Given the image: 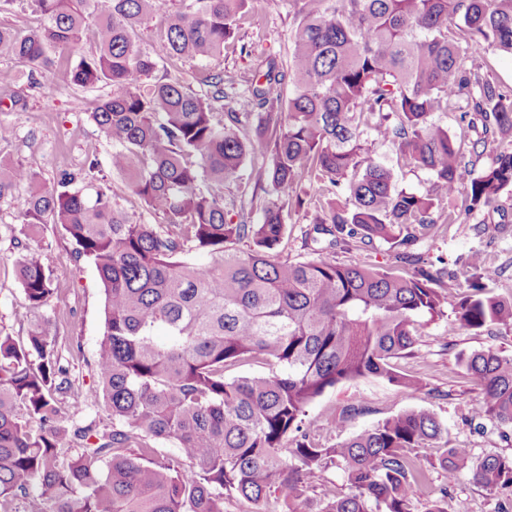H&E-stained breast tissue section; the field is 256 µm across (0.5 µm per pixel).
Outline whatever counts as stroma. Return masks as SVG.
I'll return each mask as SVG.
<instances>
[{
  "mask_svg": "<svg viewBox=\"0 0 512 512\" xmlns=\"http://www.w3.org/2000/svg\"><path fill=\"white\" fill-rule=\"evenodd\" d=\"M297 28L293 0H260L243 18L236 32L235 47L225 50L220 59L204 63L189 61L183 63L182 69L191 72L204 68L223 73L225 83H239L252 74L258 60L285 62ZM466 64L479 68L481 74L502 88L512 90V55L472 48ZM10 80L15 83L18 101L0 102V125L13 130L11 138L0 140V159L22 164L49 186L56 183L62 170H79L89 162H96L99 179L111 184L124 211L141 216L150 224L161 223V216L144 212L138 197L112 172V145L90 116L92 101L104 97L106 88L51 94L44 89L41 76L21 75L15 62L0 59V84ZM366 146L374 158L393 169L400 187L421 193L429 190L428 172L404 165L391 143L370 140ZM27 195L28 190L23 187L12 199L0 203V335L22 343L31 324L43 317L55 320L58 345L70 363L74 384L73 390L58 396L65 417L72 424L92 419L103 425L111 424L112 418L106 411L97 412L82 405L96 389L92 365L102 333L103 309L98 273L90 263L72 260V245L58 226L41 225L38 232L30 235L29 242L52 267L57 291L42 309L28 306L15 263L21 210ZM477 224L486 225L487 236H476L473 227ZM477 248L487 250L494 264L502 269L492 286L494 293L512 297V191L501 194L493 207L459 217L448 225L444 234L423 243L406 247L378 242L363 251L341 254L340 259L407 271L411 268L410 256L419 255L431 261L440 258L449 272L462 281L469 275L464 260ZM488 348L511 356L512 330L494 328L475 332L462 328L451 313L429 321L418 338L416 357L397 361L400 371L424 378V391H400L376 378L340 383L309 406V432L328 447L344 439L345 433L333 431L329 424L330 418L344 408L359 410L347 431L352 434L402 411H426L447 425L449 444L470 448L473 458L489 454L510 456L511 429L490 421L479 428L470 423L480 391L460 365L459 358ZM510 506L512 489L490 496L463 473L449 492L447 510L503 512Z\"/></svg>",
  "mask_w": 512,
  "mask_h": 512,
  "instance_id": "obj_1",
  "label": "stroma"
}]
</instances>
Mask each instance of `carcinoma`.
Returning <instances> with one entry per match:
<instances>
[{"label": "carcinoma", "mask_w": 512, "mask_h": 512, "mask_svg": "<svg viewBox=\"0 0 512 512\" xmlns=\"http://www.w3.org/2000/svg\"><path fill=\"white\" fill-rule=\"evenodd\" d=\"M192 2L31 0L39 27L0 23V58L54 86L110 87L90 115L112 143V170L164 219L147 224L118 208L111 187L95 185L93 163L46 187L0 160V201L29 186L22 232L58 225L98 272L94 370L112 415L110 429L62 425L56 395L72 380L54 321L35 324L24 344L0 336V512L27 502L45 512H225L229 499L291 506L331 464L347 493L319 499L317 512H412L420 499L425 512H446L464 470L490 495L512 488V455L472 460L470 449L448 446L431 413L401 412L331 447L303 431L310 404L339 383L374 377L422 391L423 379L394 360L415 354L425 317L450 306L466 329H512V298L489 289L499 271L482 249L468 254L463 283L432 262L408 274L336 258L435 237L454 221L442 204L461 184L466 215L512 189V150L480 169L466 160L484 154L489 133H512V92L465 66L471 47L512 54V0H294L288 62H259L232 97L210 70L149 82L157 62L135 42L139 24L164 17L168 61H209L224 55L251 0ZM92 16L95 50L78 57ZM461 97L466 132L457 137L434 114ZM226 99L221 120L214 108ZM365 135L427 170L432 189L398 187L367 157ZM257 147L267 151L255 172L267 195L262 220L241 213L235 223L224 188L240 186ZM312 203L321 215L304 243L319 245L317 257L280 259L285 211ZM17 270L28 305L47 306L54 277L41 253L26 249ZM260 358L269 373L228 375ZM460 363L481 391L473 419L512 429V356L487 349ZM161 440L177 454L157 457ZM423 448L438 449L435 459L420 458ZM431 467L444 476L434 499Z\"/></svg>", "instance_id": "obj_1"}]
</instances>
